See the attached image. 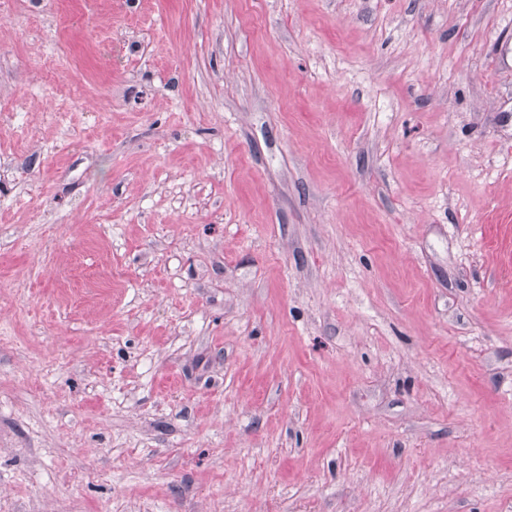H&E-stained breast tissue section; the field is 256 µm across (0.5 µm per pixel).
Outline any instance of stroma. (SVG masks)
I'll return each mask as SVG.
<instances>
[{
    "mask_svg": "<svg viewBox=\"0 0 512 512\" xmlns=\"http://www.w3.org/2000/svg\"><path fill=\"white\" fill-rule=\"evenodd\" d=\"M0 512H512V0H0Z\"/></svg>",
    "mask_w": 512,
    "mask_h": 512,
    "instance_id": "stroma-1",
    "label": "stroma"
}]
</instances>
